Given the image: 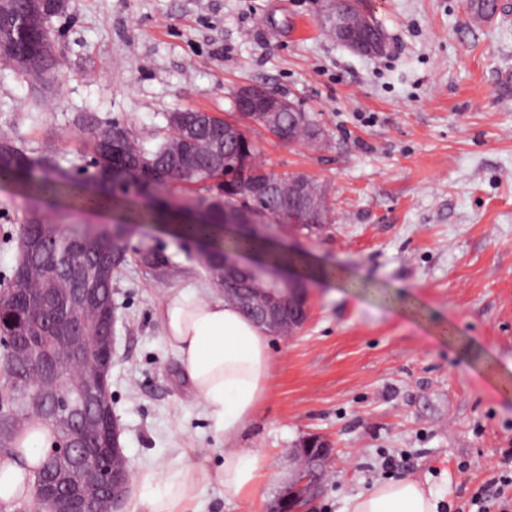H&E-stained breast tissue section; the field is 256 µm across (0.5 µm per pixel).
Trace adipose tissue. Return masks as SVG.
<instances>
[{"instance_id": "adipose-tissue-1", "label": "adipose tissue", "mask_w": 512, "mask_h": 512, "mask_svg": "<svg viewBox=\"0 0 512 512\" xmlns=\"http://www.w3.org/2000/svg\"><path fill=\"white\" fill-rule=\"evenodd\" d=\"M164 339L178 354L196 397L224 435V460L217 468L191 462L140 474V512H198L201 491L222 485L237 497L252 494L266 476L263 458L238 448L245 423L265 400L271 356L264 329L220 297L192 289L169 291L160 305ZM48 429L26 433L20 461L0 463V501L28 494L29 470L50 447ZM432 492L411 478L380 483L350 499L348 512H435Z\"/></svg>"}]
</instances>
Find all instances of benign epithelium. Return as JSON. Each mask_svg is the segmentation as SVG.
<instances>
[{
  "label": "benign epithelium",
  "instance_id": "7a95c632",
  "mask_svg": "<svg viewBox=\"0 0 512 512\" xmlns=\"http://www.w3.org/2000/svg\"><path fill=\"white\" fill-rule=\"evenodd\" d=\"M358 11L355 0H335L331 12L325 15L328 33L336 42L354 53L373 56L382 53L384 46L363 25L351 23L347 15ZM233 103L239 112L249 113L268 130H275V138L282 143H300L293 128L280 123L282 112L293 105L292 101L269 90L264 85L250 83L240 86L234 93ZM280 175L273 172L265 181L244 177L237 191L224 194V198L212 203L186 204L190 208L193 222L211 224L224 222L235 226L246 239L240 247L224 249L220 265L224 267V281L219 283L224 298L237 304L256 324L264 327L271 336H292L306 324L309 316L308 289L306 279L296 274L291 266L294 262H272L264 258L252 259L257 243L269 238L265 229L276 225L282 229L316 227L317 213L312 207L288 216L283 212L257 214L250 207L255 196L268 193L277 187ZM50 232H39L24 241L18 261L19 271H24L27 255L53 241L54 234L61 230L57 224L49 225ZM127 227L110 224L98 229L87 224L75 237L91 246L98 243L108 248H120L126 240ZM112 258L97 264L81 262L73 252L55 253L41 292L33 297L34 306L41 310L48 306L56 309L54 331L63 348L61 353L43 352L29 340L20 336L7 337L8 368L4 376L6 386L0 397L12 396L16 387V376L37 363L46 368L47 387L66 388L74 382L80 387H94L110 377L115 355L113 327L116 320L115 305L110 296L97 293L94 286L111 275ZM84 284L82 288H67L66 282ZM94 353L97 361L85 371H76L68 357L78 353ZM106 413L103 400H95L88 407L77 406L57 417L65 432L64 450L58 456L74 461V451L83 453V481L78 490L61 496L52 488L37 482L35 501L43 499L51 504L50 512H82L81 504L98 498L108 491L113 512H119L130 488L131 475L125 458L120 453L119 441L98 455L91 451L92 425ZM299 466L288 488L278 500L277 512H307V507L320 493L319 480L324 468L332 462L330 444L319 436L303 439L300 447L293 450Z\"/></svg>",
  "mask_w": 512,
  "mask_h": 512
}]
</instances>
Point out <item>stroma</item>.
Segmentation results:
<instances>
[{
    "mask_svg": "<svg viewBox=\"0 0 512 512\" xmlns=\"http://www.w3.org/2000/svg\"><path fill=\"white\" fill-rule=\"evenodd\" d=\"M482 24L470 0H362L386 36L356 54L320 25L324 0H65L51 19L64 76L39 88L0 64V137L52 156L71 174L91 136L116 122L145 146L184 108L232 118V95L258 83L289 96L327 131L325 147L277 141L255 123L258 159L325 187L322 229L275 232L285 246L353 272L363 292L310 284V316L271 337L266 401L239 447L267 476L250 499L211 485L200 512H269L291 480L300 440H329L336 462L310 512H346L378 482L412 478L438 512H456L512 450V0ZM114 224L0 180V286L31 214ZM114 277L112 409L132 476L224 460V437L186 381L157 316L168 290L219 295L194 245L134 226ZM162 253L159 279L138 261ZM395 468H386L387 460Z\"/></svg>",
    "mask_w": 512,
    "mask_h": 512,
    "instance_id": "stroma-1",
    "label": "stroma"
}]
</instances>
